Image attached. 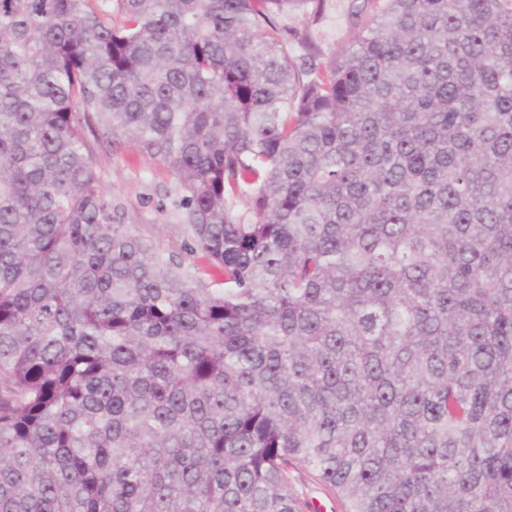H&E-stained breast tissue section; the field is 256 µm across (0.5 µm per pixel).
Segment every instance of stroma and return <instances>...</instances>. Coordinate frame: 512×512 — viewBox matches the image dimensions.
Masks as SVG:
<instances>
[{
    "mask_svg": "<svg viewBox=\"0 0 512 512\" xmlns=\"http://www.w3.org/2000/svg\"><path fill=\"white\" fill-rule=\"evenodd\" d=\"M380 7V0H322L320 6L279 16L277 32L296 59L319 68L347 48ZM85 136L97 156L103 186L126 223L158 240L165 252L181 254L185 232L173 176L140 147L114 142L99 126L86 128Z\"/></svg>",
    "mask_w": 512,
    "mask_h": 512,
    "instance_id": "35a3bbf8",
    "label": "stroma"
}]
</instances>
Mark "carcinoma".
I'll return each mask as SVG.
<instances>
[{
  "label": "carcinoma",
  "mask_w": 512,
  "mask_h": 512,
  "mask_svg": "<svg viewBox=\"0 0 512 512\" xmlns=\"http://www.w3.org/2000/svg\"><path fill=\"white\" fill-rule=\"evenodd\" d=\"M0 0V512H512V0ZM172 174L117 219L83 128ZM253 215L237 216L236 193ZM382 5L379 0H322L318 13L308 5L279 16L277 32L298 63L319 70L356 39ZM85 136L95 152L104 188L120 205L126 224L159 241L166 253L185 256L212 281L221 279L202 253L185 255L184 226L179 220L181 195L175 191L174 177L140 147L113 142L96 124L85 127ZM295 475L299 476L298 488L308 497L314 498V503H323L327 507V512H344L342 501L318 485L303 469H300L299 474L295 473Z\"/></svg>",
  "instance_id": "1"
}]
</instances>
